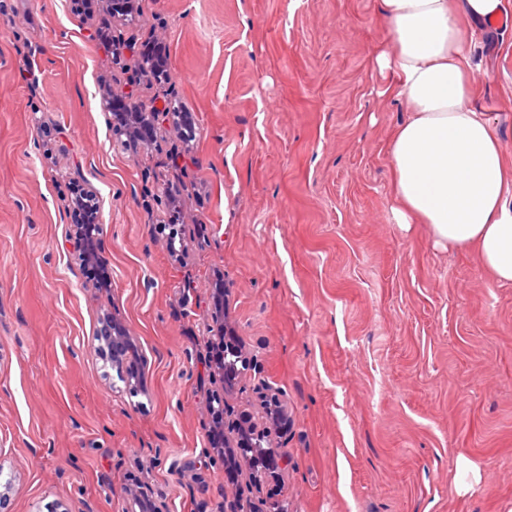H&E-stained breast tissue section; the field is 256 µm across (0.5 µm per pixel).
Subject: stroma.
Wrapping results in <instances>:
<instances>
[{
	"instance_id": "1",
	"label": "stroma",
	"mask_w": 512,
	"mask_h": 512,
	"mask_svg": "<svg viewBox=\"0 0 512 512\" xmlns=\"http://www.w3.org/2000/svg\"><path fill=\"white\" fill-rule=\"evenodd\" d=\"M103 0H0V471L7 512L260 504L208 440L213 296L250 365L229 407L288 410L289 512H512V284L392 212L388 147L409 106L374 62L380 0H142L120 34L166 49L131 85ZM474 42L471 103L512 162V28ZM191 113L182 167L130 147L104 93ZM94 193L110 287L67 250ZM179 211L181 256L159 227ZM134 350L98 349L105 313ZM136 391H129V384Z\"/></svg>"
}]
</instances>
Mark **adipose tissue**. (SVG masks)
Returning a JSON list of instances; mask_svg holds the SVG:
<instances>
[{
    "label": "adipose tissue",
    "mask_w": 512,
    "mask_h": 512,
    "mask_svg": "<svg viewBox=\"0 0 512 512\" xmlns=\"http://www.w3.org/2000/svg\"><path fill=\"white\" fill-rule=\"evenodd\" d=\"M394 51L379 69L410 106L390 142L398 223L429 225L445 250H472L499 284H512V165L484 113L470 104L463 14L494 20L502 0H381Z\"/></svg>",
    "instance_id": "adipose-tissue-1"
}]
</instances>
